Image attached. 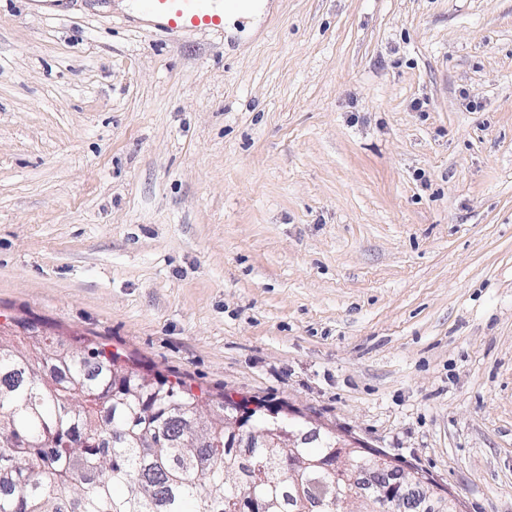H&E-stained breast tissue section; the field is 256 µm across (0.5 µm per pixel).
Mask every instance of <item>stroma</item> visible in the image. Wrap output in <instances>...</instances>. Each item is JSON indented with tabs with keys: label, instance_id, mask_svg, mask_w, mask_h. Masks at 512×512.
<instances>
[{
	"label": "stroma",
	"instance_id": "obj_1",
	"mask_svg": "<svg viewBox=\"0 0 512 512\" xmlns=\"http://www.w3.org/2000/svg\"><path fill=\"white\" fill-rule=\"evenodd\" d=\"M252 26L0 0V329L512 512V0H267Z\"/></svg>",
	"mask_w": 512,
	"mask_h": 512
}]
</instances>
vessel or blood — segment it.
Listing matches in <instances>:
<instances>
[{"label": "vessel or blood", "instance_id": "b4317fda", "mask_svg": "<svg viewBox=\"0 0 512 512\" xmlns=\"http://www.w3.org/2000/svg\"><path fill=\"white\" fill-rule=\"evenodd\" d=\"M141 21L171 33L218 32L226 17L246 19L248 0H136Z\"/></svg>", "mask_w": 512, "mask_h": 512}]
</instances>
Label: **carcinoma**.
<instances>
[{"instance_id": "cac0c4a2", "label": "carcinoma", "mask_w": 512, "mask_h": 512, "mask_svg": "<svg viewBox=\"0 0 512 512\" xmlns=\"http://www.w3.org/2000/svg\"><path fill=\"white\" fill-rule=\"evenodd\" d=\"M153 379L92 342L61 356L47 336L20 350L0 335V512H236V500L252 494L270 512H300L307 496L353 492L329 472L312 483L308 462L322 447L303 449L290 473L261 476L288 449L255 448L245 460L213 444L224 431L210 421L213 410L231 418L240 404L162 379L153 407L143 408ZM114 381L130 391L121 401L112 399ZM357 512L397 510L371 495Z\"/></svg>"}]
</instances>
